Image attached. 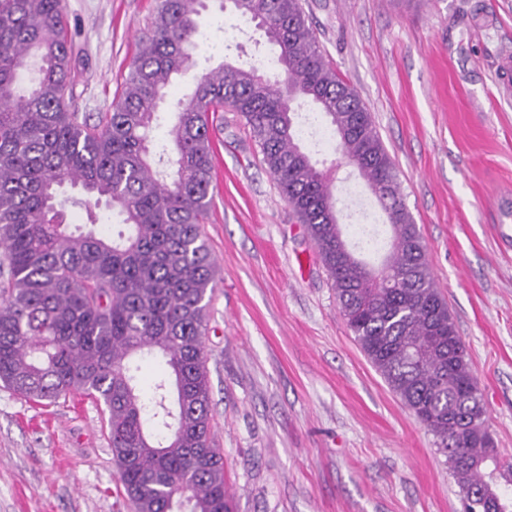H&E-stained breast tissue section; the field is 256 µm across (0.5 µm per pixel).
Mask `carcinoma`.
Returning a JSON list of instances; mask_svg holds the SVG:
<instances>
[{"label":"carcinoma","instance_id":"carcinoma-1","mask_svg":"<svg viewBox=\"0 0 512 512\" xmlns=\"http://www.w3.org/2000/svg\"><path fill=\"white\" fill-rule=\"evenodd\" d=\"M232 2L277 47L283 79L232 65L201 74L169 152L155 121L172 79L196 64L202 0H157L121 95L94 123L70 107L64 0H0V381L39 403L79 394L103 405L133 512H230L210 437L204 336L217 271L201 229L214 180L209 115L228 107L306 225L354 339L436 437L466 512H512V460L485 446L465 344L371 114L326 62L299 0ZM33 58L38 76L22 88ZM301 101L326 115L336 150L367 184H383L392 243L377 269L343 239L330 179L295 127ZM66 184L122 216V229L107 235L92 214L71 227L66 209L84 200L62 196ZM145 354L165 365L148 396L135 366Z\"/></svg>","mask_w":512,"mask_h":512}]
</instances>
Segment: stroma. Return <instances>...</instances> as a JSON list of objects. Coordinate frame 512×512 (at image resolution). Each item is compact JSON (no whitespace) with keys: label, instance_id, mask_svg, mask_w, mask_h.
Returning <instances> with one entry per match:
<instances>
[{"label":"stroma","instance_id":"obj_1","mask_svg":"<svg viewBox=\"0 0 512 512\" xmlns=\"http://www.w3.org/2000/svg\"><path fill=\"white\" fill-rule=\"evenodd\" d=\"M330 66L359 93L392 158L436 286L462 336L496 448L512 457V0H301ZM155 0H65L75 109H112ZM196 67L159 109L164 142L202 71L273 57L254 22L221 0L199 16ZM213 200L203 233L216 260L205 341L211 437L231 512H462L436 439L369 362L339 312L307 228L281 197L244 119L218 113ZM303 144L334 169L343 238L360 250L386 216L356 168L317 146L327 118L296 114ZM101 411L45 405L0 386V512H132Z\"/></svg>","mask_w":512,"mask_h":512}]
</instances>
